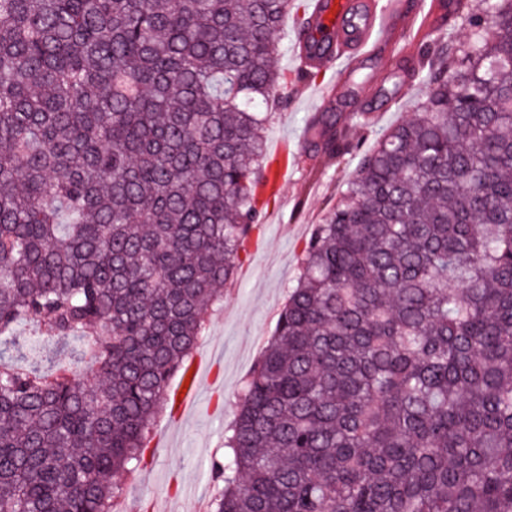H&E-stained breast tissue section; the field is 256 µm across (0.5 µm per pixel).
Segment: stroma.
Instances as JSON below:
<instances>
[{"label": "stroma", "instance_id": "35a3bbf8", "mask_svg": "<svg viewBox=\"0 0 512 512\" xmlns=\"http://www.w3.org/2000/svg\"><path fill=\"white\" fill-rule=\"evenodd\" d=\"M295 15L285 16L277 35L279 64L288 77L287 98L276 109L265 131V150L274 153L280 141L300 152V163L290 171L279 199L253 229L241 253V268L234 286L224 291V309L209 319L205 347L219 350L211 382L205 383L199 402L182 422L160 417L153 447L136 481L128 483L125 498L130 512L144 503L154 512H189L187 493L208 498L212 463L221 458V435L235 411L234 396L242 377L254 365L261 348L276 328L289 288L298 276L297 255L334 203L353 173L360 155L350 153L334 162L305 151L310 118L318 112L342 116L354 113L362 100L373 114L370 127H354L352 141L372 148L381 133L409 118L423 99L415 70L424 48L431 44V29L417 27L396 48L383 47L355 74L351 98L322 97L334 82L333 72L304 81L298 68Z\"/></svg>", "mask_w": 512, "mask_h": 512}]
</instances>
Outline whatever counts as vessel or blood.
I'll return each mask as SVG.
<instances>
[{"label":"vessel or blood","mask_w":512,"mask_h":512,"mask_svg":"<svg viewBox=\"0 0 512 512\" xmlns=\"http://www.w3.org/2000/svg\"><path fill=\"white\" fill-rule=\"evenodd\" d=\"M309 37L297 47L300 69H336L338 76L352 75L366 57L368 45L395 41L411 30L414 15L401 0H384L375 7L372 0H309ZM332 41L335 53L326 55L325 41ZM189 385L181 401L173 407L175 421H182L190 405L200 396L204 380L212 367L203 359L192 361L187 369Z\"/></svg>","instance_id":"b4317fda"}]
</instances>
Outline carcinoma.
I'll use <instances>...</instances> for the list:
<instances>
[{
	"label": "carcinoma",
	"mask_w": 512,
	"mask_h": 512,
	"mask_svg": "<svg viewBox=\"0 0 512 512\" xmlns=\"http://www.w3.org/2000/svg\"><path fill=\"white\" fill-rule=\"evenodd\" d=\"M365 151L235 396L210 512H512V0ZM300 0H0V512H112L277 191ZM306 146L349 153L336 114ZM42 322L84 344L5 357Z\"/></svg>",
	"instance_id": "obj_1"
}]
</instances>
